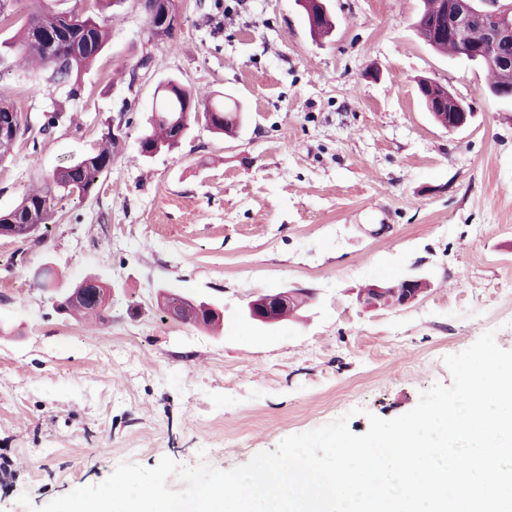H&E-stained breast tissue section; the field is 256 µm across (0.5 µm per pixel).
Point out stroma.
I'll use <instances>...</instances> for the list:
<instances>
[{
  "label": "stroma",
  "instance_id": "stroma-1",
  "mask_svg": "<svg viewBox=\"0 0 512 512\" xmlns=\"http://www.w3.org/2000/svg\"><path fill=\"white\" fill-rule=\"evenodd\" d=\"M211 2L180 0L174 38L153 44L129 0L73 100L20 65L17 23L0 22V97L26 127L0 162L1 209L128 115L98 195L64 201L38 240L0 239V512L123 461L230 470L342 417L362 434L369 415L450 385L444 357L483 333L512 350V102L486 71L417 37L422 0H330L324 39L297 0H224L219 15ZM172 77L237 100L245 123L232 137L193 127L146 160L154 90ZM423 78L471 105L468 127L433 121ZM61 106L70 121L43 130ZM45 267L63 288L101 277L107 322L56 314L34 282ZM411 275L431 287L410 306L356 300ZM162 288L217 303L222 331L162 317ZM296 288L313 293L297 319L244 321L252 297Z\"/></svg>",
  "mask_w": 512,
  "mask_h": 512
}]
</instances>
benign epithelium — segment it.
<instances>
[{
  "label": "benign epithelium",
  "instance_id": "obj_1",
  "mask_svg": "<svg viewBox=\"0 0 512 512\" xmlns=\"http://www.w3.org/2000/svg\"><path fill=\"white\" fill-rule=\"evenodd\" d=\"M155 9L158 10V16L153 18L155 30L162 32L179 25L177 0H157ZM475 20L488 23L487 38L479 44L464 38L465 29ZM436 35L456 42L460 58L483 62L500 46L512 44V0H444ZM436 105L439 111L433 113L434 119L450 133L468 126L473 116L470 105L450 91L445 98L436 101ZM426 287V279L411 276L401 280L399 286L375 284L359 292L357 300L369 309L405 307L415 303ZM301 295V290L261 294L247 302L243 317L256 327L275 326ZM185 301L181 295L168 299L167 315L186 322L189 307Z\"/></svg>",
  "mask_w": 512,
  "mask_h": 512
}]
</instances>
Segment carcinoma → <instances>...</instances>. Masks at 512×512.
I'll use <instances>...</instances> for the list:
<instances>
[{"mask_svg": "<svg viewBox=\"0 0 512 512\" xmlns=\"http://www.w3.org/2000/svg\"><path fill=\"white\" fill-rule=\"evenodd\" d=\"M114 0H93L92 13L74 25L54 0H32L27 13L19 20L15 44L28 63L38 66L50 81L68 87L67 98L79 94L78 82L105 51L109 29L100 19ZM442 0H424V7L414 22L417 35L431 38L427 46L440 53L457 55L453 41L440 40L434 27ZM490 85L512 83V66L487 65ZM149 127L139 139L140 152L147 158L168 151L184 140L194 124H203L217 134L231 133L239 123L238 106H231L232 117L224 118V96L211 93L202 96L196 90L174 80L160 83ZM12 129L15 138L22 135V117L13 102L0 99V130ZM123 134L107 126L96 145L79 160L62 165L38 178L11 208L0 211V234L15 233L36 220L40 229L48 228L58 207L54 201L77 198L85 200L98 194L101 179L112 168L122 151ZM77 287L83 296L61 302L62 314L88 316L101 322L107 320V304L103 297L109 286L97 278H87Z\"/></svg>", "mask_w": 512, "mask_h": 512, "instance_id": "obj_1", "label": "carcinoma"}]
</instances>
